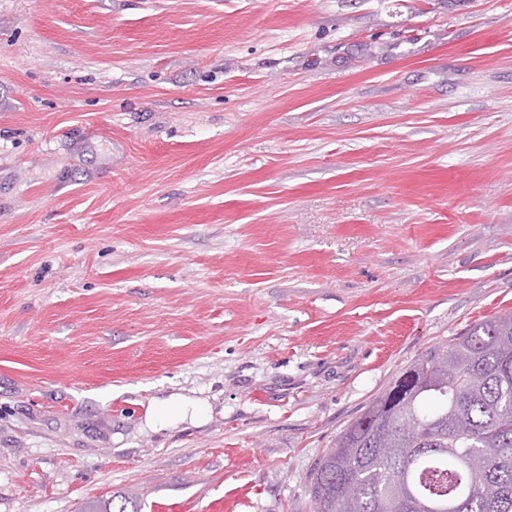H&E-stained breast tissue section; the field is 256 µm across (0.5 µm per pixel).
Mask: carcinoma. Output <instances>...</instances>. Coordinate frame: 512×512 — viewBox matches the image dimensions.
Here are the masks:
<instances>
[{
  "label": "carcinoma",
  "instance_id": "cac0c4a2",
  "mask_svg": "<svg viewBox=\"0 0 512 512\" xmlns=\"http://www.w3.org/2000/svg\"><path fill=\"white\" fill-rule=\"evenodd\" d=\"M309 496L312 512H512V314L404 369L316 462Z\"/></svg>",
  "mask_w": 512,
  "mask_h": 512
}]
</instances>
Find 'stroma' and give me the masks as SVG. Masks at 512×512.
I'll list each match as a JSON object with an SVG mask.
<instances>
[{
  "instance_id": "stroma-1",
  "label": "stroma",
  "mask_w": 512,
  "mask_h": 512,
  "mask_svg": "<svg viewBox=\"0 0 512 512\" xmlns=\"http://www.w3.org/2000/svg\"><path fill=\"white\" fill-rule=\"evenodd\" d=\"M509 313L512 0H0V512H311ZM186 420L192 423L205 420L201 404L181 395H171L147 415L146 425L150 428L168 427Z\"/></svg>"
}]
</instances>
